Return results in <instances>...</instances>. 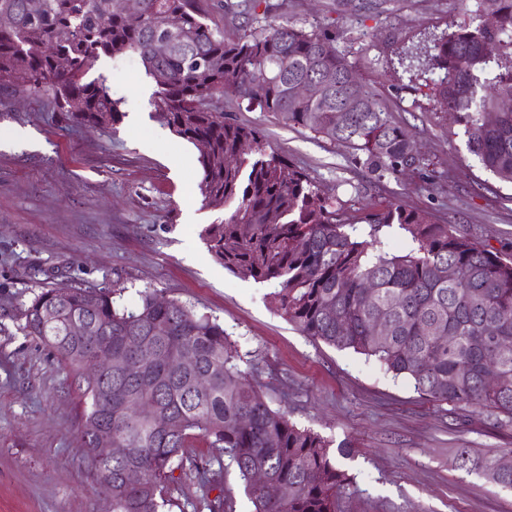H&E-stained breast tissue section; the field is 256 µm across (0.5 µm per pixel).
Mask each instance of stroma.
Segmentation results:
<instances>
[{
    "label": "stroma",
    "instance_id": "35a3bbf8",
    "mask_svg": "<svg viewBox=\"0 0 512 512\" xmlns=\"http://www.w3.org/2000/svg\"><path fill=\"white\" fill-rule=\"evenodd\" d=\"M208 24L233 40L263 15L335 35L364 81L386 99L427 163L447 171L435 189L417 178H375L343 148L285 126L269 112L220 106L257 128L272 148L347 206L393 201L431 211L489 249L512 252V185L468 153L452 114L392 68L401 48L479 23L477 0H203ZM123 118L99 131L68 124L49 97L0 84V512H108L107 495L80 448L82 408L67 369L22 335L14 319L41 288L119 289L132 306L156 290L220 323L240 366L270 406L333 442L352 441L344 512H512V490L462 466L512 451V430L494 417L423 398L404 378L350 350L294 329L275 286L224 269L203 237L223 212L204 206L197 148L177 138L153 105L140 59H101Z\"/></svg>",
    "mask_w": 512,
    "mask_h": 512
}]
</instances>
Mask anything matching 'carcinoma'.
Wrapping results in <instances>:
<instances>
[{
    "instance_id": "cac0c4a2",
    "label": "carcinoma",
    "mask_w": 512,
    "mask_h": 512,
    "mask_svg": "<svg viewBox=\"0 0 512 512\" xmlns=\"http://www.w3.org/2000/svg\"><path fill=\"white\" fill-rule=\"evenodd\" d=\"M0 0V81L33 97H51L62 120L100 130L122 117L108 76L88 81L103 58L137 55L155 83L153 104L170 130L199 151L198 188L205 206L233 207L208 225V249L224 269L256 283L278 284L281 314L303 335L372 359L409 379L421 396L485 411L512 428V258L439 224L426 210L388 201L351 210L335 193L281 158L261 132L224 116L220 96L270 112L341 146L353 162L382 178L447 179L425 166L415 142L387 104L336 46V38L295 23L267 21L228 41L206 22L199 0H140L134 26L123 0ZM493 26L423 32L428 49L398 52L411 83L424 81L463 125L468 151L482 167L512 183V0H479ZM177 15L171 30L166 19ZM497 54H485L487 43ZM326 72L336 76L318 98L295 87ZM403 231L405 248L384 250L383 229ZM455 276L448 277V269ZM370 284L366 294L364 284ZM105 286L44 288L20 309L18 329L37 339L69 373L83 405L82 448L96 477L112 479L111 512H162L167 485L188 475L204 490L195 512H233L229 490L215 498V474L188 452L204 439L227 457L252 512H342L351 478L340 459L351 444L300 428L271 408L240 369L237 345L208 315L146 288L129 308ZM81 321L89 331L73 336ZM388 335H373L375 323ZM112 347L128 370L95 372L98 348ZM191 355L193 366L176 360ZM506 375L492 387L489 368ZM206 376L201 391L197 379ZM153 407L160 419H147ZM112 431L129 453L93 461V428ZM336 451H331V448ZM487 456L474 467L512 489V467ZM138 471V483L125 473ZM262 472L288 486L272 499L253 483Z\"/></svg>"
}]
</instances>
